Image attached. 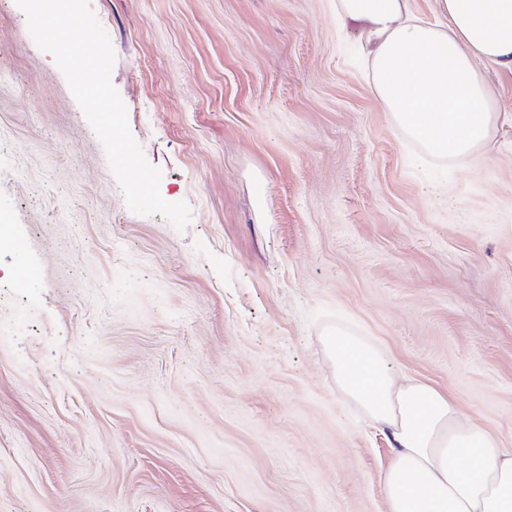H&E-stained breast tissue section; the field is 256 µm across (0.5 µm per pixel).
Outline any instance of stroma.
<instances>
[{
    "label": "stroma",
    "mask_w": 512,
    "mask_h": 512,
    "mask_svg": "<svg viewBox=\"0 0 512 512\" xmlns=\"http://www.w3.org/2000/svg\"><path fill=\"white\" fill-rule=\"evenodd\" d=\"M90 3L192 217L128 209L0 0V512H386L336 325L512 448V70L484 67L505 117L480 157L435 159L336 0Z\"/></svg>",
    "instance_id": "1"
}]
</instances>
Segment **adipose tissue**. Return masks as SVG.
Here are the masks:
<instances>
[{
    "label": "adipose tissue",
    "mask_w": 512,
    "mask_h": 512,
    "mask_svg": "<svg viewBox=\"0 0 512 512\" xmlns=\"http://www.w3.org/2000/svg\"><path fill=\"white\" fill-rule=\"evenodd\" d=\"M438 5L435 22L409 0H336V12L359 25L369 84L395 124L427 156L454 160L477 154L499 116L483 67L512 69V0ZM324 343L340 392L388 436L387 512H512V448L448 391L401 380L367 338L336 327Z\"/></svg>",
    "instance_id": "obj_1"
}]
</instances>
